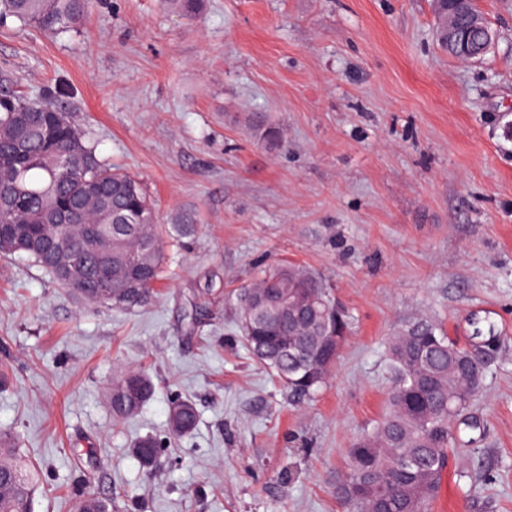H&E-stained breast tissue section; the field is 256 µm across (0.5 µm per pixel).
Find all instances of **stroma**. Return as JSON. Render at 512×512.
<instances>
[{
  "mask_svg": "<svg viewBox=\"0 0 512 512\" xmlns=\"http://www.w3.org/2000/svg\"><path fill=\"white\" fill-rule=\"evenodd\" d=\"M478 63L436 42L432 0H93L63 33L0 22V93L55 101L97 158L147 184L162 228L196 226L142 306L79 300L0 256V430L41 475L33 512H346L347 451L386 408L387 347L427 320L499 346L431 512H512V0ZM278 128L272 146L255 127ZM319 274L352 316L326 388L296 402L252 361L238 289ZM155 391L112 421L113 374ZM197 410L168 434L173 397ZM164 441L153 466L137 438Z\"/></svg>",
  "mask_w": 512,
  "mask_h": 512,
  "instance_id": "obj_1",
  "label": "stroma"
}]
</instances>
